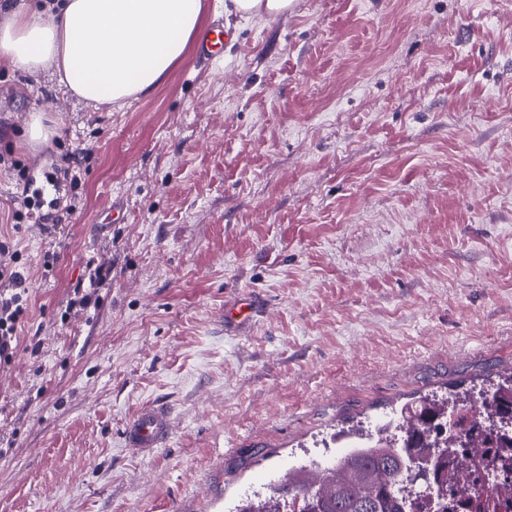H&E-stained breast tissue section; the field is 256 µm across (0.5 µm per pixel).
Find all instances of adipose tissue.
<instances>
[{"instance_id": "obj_1", "label": "adipose tissue", "mask_w": 512, "mask_h": 512, "mask_svg": "<svg viewBox=\"0 0 512 512\" xmlns=\"http://www.w3.org/2000/svg\"><path fill=\"white\" fill-rule=\"evenodd\" d=\"M204 0H55L0 24V66L52 69L79 98L112 104L150 93L189 51Z\"/></svg>"}]
</instances>
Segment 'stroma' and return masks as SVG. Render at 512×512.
Segmentation results:
<instances>
[{
	"label": "stroma",
	"instance_id": "35a3bbf8",
	"mask_svg": "<svg viewBox=\"0 0 512 512\" xmlns=\"http://www.w3.org/2000/svg\"><path fill=\"white\" fill-rule=\"evenodd\" d=\"M232 4L207 0L213 61L122 104L0 67V239L29 286L0 512H232L338 432L512 373V0ZM19 165L49 188L16 224ZM90 261L112 273L85 311ZM154 401L171 437L141 456L122 430ZM241 15L284 14L294 6V0H233Z\"/></svg>",
	"mask_w": 512,
	"mask_h": 512
}]
</instances>
